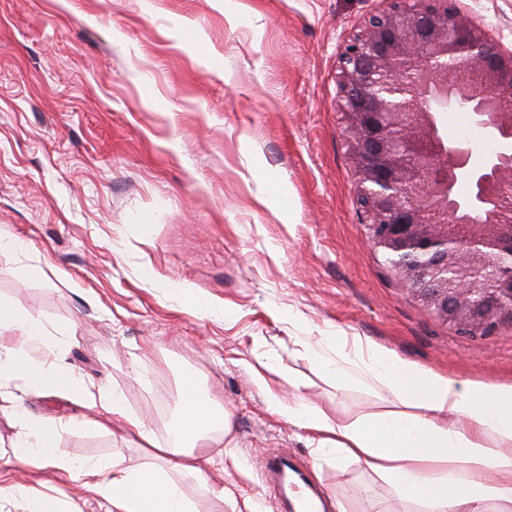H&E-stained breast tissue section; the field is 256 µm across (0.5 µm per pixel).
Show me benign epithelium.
I'll return each instance as SVG.
<instances>
[{
    "label": "benign epithelium",
    "mask_w": 512,
    "mask_h": 512,
    "mask_svg": "<svg viewBox=\"0 0 512 512\" xmlns=\"http://www.w3.org/2000/svg\"><path fill=\"white\" fill-rule=\"evenodd\" d=\"M338 64L370 246L437 318L472 335L512 332V49L468 20L461 0H392ZM459 107L494 152L476 160L470 143L444 135L439 114Z\"/></svg>",
    "instance_id": "1"
}]
</instances>
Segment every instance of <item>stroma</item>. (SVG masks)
<instances>
[{
    "label": "stroma",
    "instance_id": "35a3bbf8",
    "mask_svg": "<svg viewBox=\"0 0 512 512\" xmlns=\"http://www.w3.org/2000/svg\"><path fill=\"white\" fill-rule=\"evenodd\" d=\"M512 48V0H464ZM390 0H0V299L51 332L74 370L171 439L184 373L233 415L203 478L281 512L260 468L291 457L326 512H425L323 454L272 409L302 393L351 416L379 400L311 368L337 330L432 371L512 384V332L470 336L398 288L367 240L336 109L337 48ZM36 266L41 276L26 277ZM153 279H145L144 268ZM214 312L198 311L194 298ZM300 389L288 386V379ZM76 460L150 458L112 428L64 434ZM234 452L243 470L225 466ZM45 492L106 512L80 478Z\"/></svg>",
    "mask_w": 512,
    "mask_h": 512
}]
</instances>
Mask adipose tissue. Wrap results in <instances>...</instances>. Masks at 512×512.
Listing matches in <instances>:
<instances>
[{"mask_svg":"<svg viewBox=\"0 0 512 512\" xmlns=\"http://www.w3.org/2000/svg\"><path fill=\"white\" fill-rule=\"evenodd\" d=\"M5 331L18 333L23 344H0V388L58 394L86 414L74 422L16 408L19 431L11 457L18 476L0 487V499H20L23 512H65L59 498L29 483L30 468L43 465L82 476L107 512H208L205 497L187 496L175 477L201 478L202 460L193 446L212 431L231 432L233 423L199 392L193 374L183 379L180 425L172 440L161 444L120 394L95 386L61 362L36 360L33 350H54L58 337L26 310L0 300V333ZM307 352L312 368L337 387L362 385L381 401L378 410L351 417L327 413L301 397L275 402L290 424L311 432L318 450L363 465L387 482L399 501L426 505L428 512H512V384L445 376L364 336L331 333ZM111 423L140 439L153 463L133 469L113 457L78 462L59 453L64 432Z\"/></svg>","mask_w":512,"mask_h":512,"instance_id":"ef3b65f1","label":"adipose tissue"}]
</instances>
